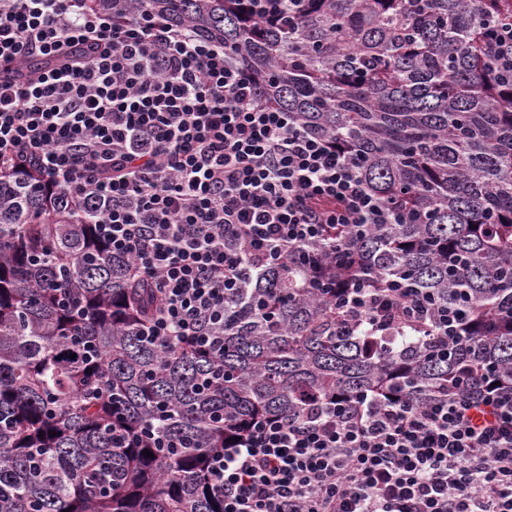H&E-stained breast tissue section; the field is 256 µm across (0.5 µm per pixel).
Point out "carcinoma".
Segmentation results:
<instances>
[{
	"label": "carcinoma",
	"instance_id": "obj_1",
	"mask_svg": "<svg viewBox=\"0 0 512 512\" xmlns=\"http://www.w3.org/2000/svg\"><path fill=\"white\" fill-rule=\"evenodd\" d=\"M275 2L142 8L224 46L336 140L392 223L330 224L253 276L224 306L220 356L146 335L161 297L98 238L92 206L34 173L0 176V512H224L209 457L257 417L312 397L447 399L489 371L512 381V87L482 65L512 0ZM396 280L460 328L425 348L341 329L336 285Z\"/></svg>",
	"mask_w": 512,
	"mask_h": 512
}]
</instances>
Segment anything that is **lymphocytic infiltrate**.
Segmentation results:
<instances>
[{"mask_svg": "<svg viewBox=\"0 0 512 512\" xmlns=\"http://www.w3.org/2000/svg\"><path fill=\"white\" fill-rule=\"evenodd\" d=\"M45 60L36 71L25 62ZM483 65L512 84V20ZM100 206L98 236L161 295L147 333L224 348V306L329 224L390 215L335 143L272 103L223 46L84 0H0V173ZM345 327L422 331L408 289L343 290ZM224 512H512V383L417 405L371 394L254 419L208 465Z\"/></svg>", "mask_w": 512, "mask_h": 512, "instance_id": "obj_1", "label": "lymphocytic infiltrate"}]
</instances>
